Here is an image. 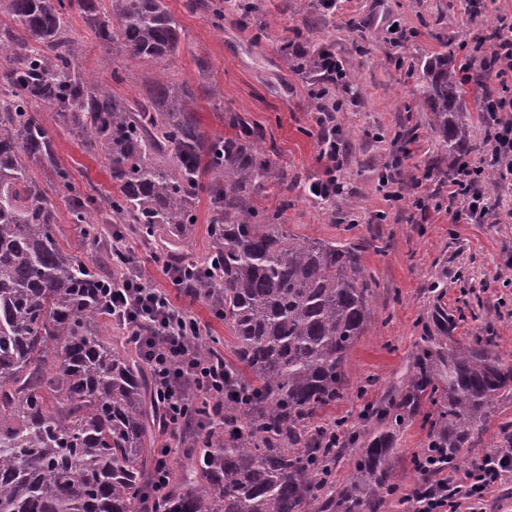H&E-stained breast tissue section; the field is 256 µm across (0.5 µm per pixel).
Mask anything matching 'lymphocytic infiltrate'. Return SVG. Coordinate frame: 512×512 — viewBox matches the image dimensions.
<instances>
[{
  "label": "lymphocytic infiltrate",
  "instance_id": "obj_1",
  "mask_svg": "<svg viewBox=\"0 0 512 512\" xmlns=\"http://www.w3.org/2000/svg\"><path fill=\"white\" fill-rule=\"evenodd\" d=\"M484 109L495 120L496 133L491 138L490 164L503 168L512 176V122L500 120L503 112H512V97L497 96ZM485 167L473 163L458 166L448 181V196L459 200L456 221L472 223L489 210V192L482 175ZM112 317L144 344L146 359L158 384V397L165 409L171 431L183 430L190 419L184 402L183 388H191L216 400L224 398V362L191 355L189 342L197 325L185 309L175 306L167 292L149 282L137 266L113 277L107 286ZM416 467L436 475L437 480L416 492V512H457V502L448 498V480L429 451L415 457ZM512 473V449L485 454L480 464L467 474L462 499L481 497L484 490Z\"/></svg>",
  "mask_w": 512,
  "mask_h": 512
}]
</instances>
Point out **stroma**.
Here are the masks:
<instances>
[{"instance_id": "1", "label": "stroma", "mask_w": 512, "mask_h": 512, "mask_svg": "<svg viewBox=\"0 0 512 512\" xmlns=\"http://www.w3.org/2000/svg\"><path fill=\"white\" fill-rule=\"evenodd\" d=\"M188 2L166 0L182 26L179 55L126 63L124 81L112 89L120 98L142 99L162 72L205 87L199 117L206 130L226 134L224 114L239 113L264 129L267 145L295 181L285 216L291 233L364 245L365 268L377 282L374 319L349 353L347 394L329 417L359 431L364 411L404 394L416 346L438 304L454 314L457 336L493 329L501 356L512 363V218L506 215L512 182L489 169L488 213L473 224L454 223L446 184L455 168L417 99L422 61L445 54L468 63L472 36L500 18L512 20V0H481L478 12L467 0H254L257 9L250 13L239 9V0H223L218 25L211 11L188 9ZM397 28L409 39L396 40ZM286 43L297 51L329 46L345 79L287 67ZM323 107L343 160L336 173L340 190L326 200L307 191L325 176ZM53 138L55 158L77 190L96 198L112 193L104 160L85 154L63 129L55 128ZM394 161L404 182L397 202L386 199L379 182L385 164ZM437 282L444 285L439 295L432 290ZM175 301L232 356V333L206 301L183 292ZM427 442L419 419L399 434L392 467L400 503L388 512H413V493L432 484L414 466Z\"/></svg>"}]
</instances>
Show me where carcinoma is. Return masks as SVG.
Returning <instances> with one entry per match:
<instances>
[{
    "instance_id": "carcinoma-1",
    "label": "carcinoma",
    "mask_w": 512,
    "mask_h": 512,
    "mask_svg": "<svg viewBox=\"0 0 512 512\" xmlns=\"http://www.w3.org/2000/svg\"><path fill=\"white\" fill-rule=\"evenodd\" d=\"M0 14L9 19L0 24L9 51L0 71V512H385L397 491V437L419 415L438 464L464 461L499 399L512 396V366L490 333L454 336V315L437 306L405 395L367 414L371 429L349 440L359 445L349 483L333 490L344 422L312 421L347 393V356L370 325L376 283L360 246L286 230L292 185L263 129L227 112L235 133L212 135L187 83L164 74L130 103L75 66V14L127 60L176 57L182 27L165 0H0ZM323 55L307 52L300 67L323 73ZM423 72L431 132L448 156L467 155L464 69L444 55ZM41 112L108 163L116 192L98 216L55 163ZM47 164L82 237L110 224L183 263L196 204L208 199L213 248L187 285L222 311L234 360L224 361L223 421L215 400L185 391L205 433L182 449L185 465L163 490L151 483L165 423L151 374L136 337L103 336L112 311L34 173ZM271 189L279 205L255 208ZM190 346L222 357L217 338Z\"/></svg>"
}]
</instances>
